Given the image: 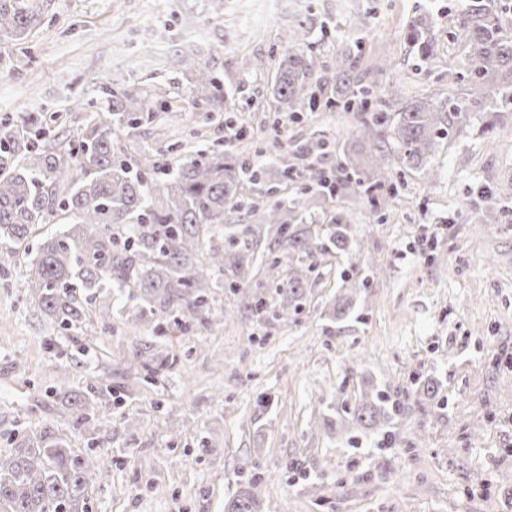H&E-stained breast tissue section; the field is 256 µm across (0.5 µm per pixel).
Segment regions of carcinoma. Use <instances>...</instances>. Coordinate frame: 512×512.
Listing matches in <instances>:
<instances>
[{"label": "carcinoma", "mask_w": 512, "mask_h": 512, "mask_svg": "<svg viewBox=\"0 0 512 512\" xmlns=\"http://www.w3.org/2000/svg\"><path fill=\"white\" fill-rule=\"evenodd\" d=\"M51 0H0V40L24 42L42 24ZM206 21L217 26L229 0H208ZM503 0H471L468 7L448 17L467 56V101L483 112H507L512 106V26L504 24ZM430 11L423 5L412 17L407 39L420 56L436 59L429 36ZM311 28L300 26L280 37L283 53L271 86L275 111L293 117L312 111L317 99L310 77L315 60L305 54ZM194 88L200 112H232L233 91L224 73L198 58L179 56ZM356 66L351 51L336 55L333 97L324 106L358 113V136L327 168L300 147L297 166L288 155H278V181L267 189L270 200L249 209L254 222L235 227L224 239V214L241 205L247 181L258 182L268 165L240 161L235 147L222 151L197 150L174 158L172 171L161 176L148 162L130 165L126 147L116 143L113 126L135 130L144 112L140 92L116 93L101 87L104 116L88 121L77 138L50 134L42 126L0 118V244L22 245L41 224L54 218L67 225L46 237L29 257L24 292L53 325L77 330L91 320L107 326L112 315L91 308L105 288L125 289L140 303L141 320L161 327L170 323L189 331L185 314L203 315L216 290L226 288L258 317L284 319L298 314L307 298L310 267L304 257L321 249L349 261L351 275L343 278L334 304L325 312L341 321L352 310L357 281L367 265L353 225L344 211L334 212L327 224H308L314 208L336 197L381 190L374 204L381 205L397 192L391 182L381 126L389 124L397 141L399 161L424 170L435 155L439 140L462 119V108L448 97L426 95L403 99L392 88L389 97L399 104L392 118L368 114L372 93L351 83ZM176 109L159 101L149 116L155 136L167 139L164 112ZM79 171L72 180L69 167ZM297 183L280 192V181ZM264 241L271 261L269 271L288 265V276H270L282 302L269 305L248 289L254 261V243ZM112 385L98 382L88 391L67 398L65 409L74 422L91 430L100 407L112 402ZM396 410L383 391L367 385L349 411L351 424L390 435ZM112 456L106 449L78 453L45 427L8 441L0 448V512H89L90 492L97 474L108 470ZM265 481L259 461L251 462L244 489L224 503V512H259Z\"/></svg>", "instance_id": "carcinoma-1"}]
</instances>
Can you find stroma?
Returning <instances> with one entry per match:
<instances>
[{"instance_id": "1", "label": "stroma", "mask_w": 512, "mask_h": 512, "mask_svg": "<svg viewBox=\"0 0 512 512\" xmlns=\"http://www.w3.org/2000/svg\"><path fill=\"white\" fill-rule=\"evenodd\" d=\"M417 0H305L267 24L262 0L227 12L223 30L205 27L202 0H52L36 34L0 41V117L76 130L102 103L98 83L177 96L174 142L143 123L127 145L131 163H164L195 145L227 144L223 117L192 107L182 51L211 60L234 91V121L254 138L242 159L277 139L295 151L325 139L331 166L353 138L352 114L327 108L295 119L275 114L270 94L279 37L311 25L310 78L318 99L334 91L336 55L354 49L353 75L374 90L372 109L390 112L391 85L462 102L448 84L465 53L448 25L461 0H431L438 58L424 62L405 31ZM362 26H355L354 18ZM204 40L188 44L190 31ZM92 108L74 111V100ZM397 194L377 211L366 197L332 201L358 228L369 261L354 308L332 323L324 311L343 286L346 258L321 252L310 265L309 301L288 321L258 320L218 294L188 333L140 326L133 302L105 291L112 329L90 323L54 328L23 291L24 249L0 247V448L9 437L50 428L86 450L107 441L114 456L98 476L90 512H224L251 461L271 480L263 512H512V112H468L450 130L428 173L397 163ZM233 315H225L226 307ZM139 328L137 343L127 333ZM151 369L138 365L139 358ZM69 365L60 378V365ZM435 379L436 399L416 403L419 380ZM102 380L120 395L100 410L94 432L76 426L60 394ZM378 384L399 409L392 436L348 437L346 419L363 386ZM296 469H286V462Z\"/></svg>"}]
</instances>
